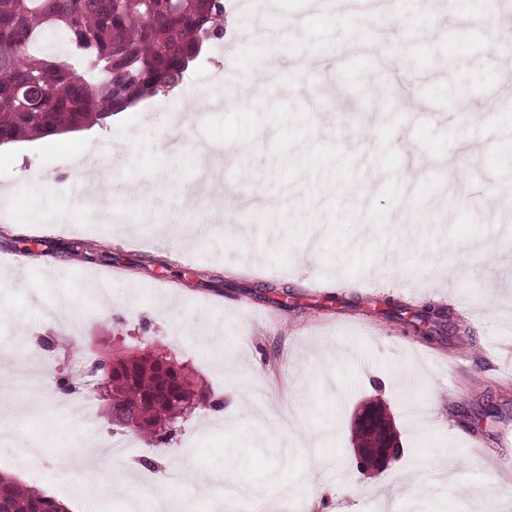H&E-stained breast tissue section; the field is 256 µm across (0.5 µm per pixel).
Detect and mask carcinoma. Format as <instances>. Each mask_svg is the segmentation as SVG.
I'll use <instances>...</instances> for the list:
<instances>
[{
  "label": "carcinoma",
  "mask_w": 512,
  "mask_h": 512,
  "mask_svg": "<svg viewBox=\"0 0 512 512\" xmlns=\"http://www.w3.org/2000/svg\"><path fill=\"white\" fill-rule=\"evenodd\" d=\"M224 0H0V144L81 129L180 85L196 61L199 33L218 38ZM50 29L67 35L69 57L37 55ZM440 313L414 315L433 339ZM91 393L121 428L160 445L170 426L208 400L185 365L164 353L99 361ZM0 512H68L54 496L0 474Z\"/></svg>",
  "instance_id": "carcinoma-1"
}]
</instances>
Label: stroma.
I'll return each mask as SVG.
<instances>
[{"mask_svg": "<svg viewBox=\"0 0 512 512\" xmlns=\"http://www.w3.org/2000/svg\"><path fill=\"white\" fill-rule=\"evenodd\" d=\"M286 31L235 41L224 15L173 91L78 132L0 147V473L87 512L66 467L106 405H58L94 356L157 347L219 401L120 471L90 450L101 512H154L168 474L193 512H512V67L488 22L505 0H406L392 24L319 0H268ZM223 65L217 87L207 70ZM255 86V97L238 90ZM196 110L178 150L165 131ZM241 142L200 186L199 141ZM265 209L227 225V187ZM477 239L481 252L460 246ZM443 307L439 339L412 314ZM51 337L53 348L39 341ZM387 408L403 452L359 472L354 418Z\"/></svg>", "mask_w": 512, "mask_h": 512, "instance_id": "1", "label": "stroma"}]
</instances>
